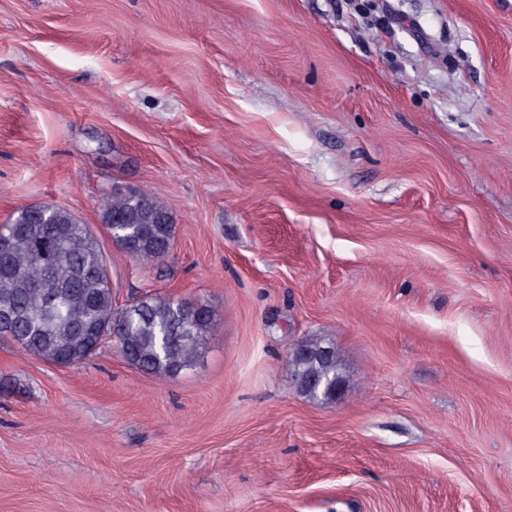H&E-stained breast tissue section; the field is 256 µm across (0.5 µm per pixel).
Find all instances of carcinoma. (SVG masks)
<instances>
[{"label": "carcinoma", "instance_id": "carcinoma-1", "mask_svg": "<svg viewBox=\"0 0 512 512\" xmlns=\"http://www.w3.org/2000/svg\"><path fill=\"white\" fill-rule=\"evenodd\" d=\"M101 223L132 259L162 258L174 237L172 213L148 192L104 195ZM107 259L90 228L71 212L48 204L19 210L0 228V338L58 365L81 363L99 351L103 336H118L121 355L159 381L195 366L206 348L215 314L197 303L147 294L117 307L105 272ZM288 368L296 390L334 400L344 383L333 344L306 337Z\"/></svg>", "mask_w": 512, "mask_h": 512}]
</instances>
